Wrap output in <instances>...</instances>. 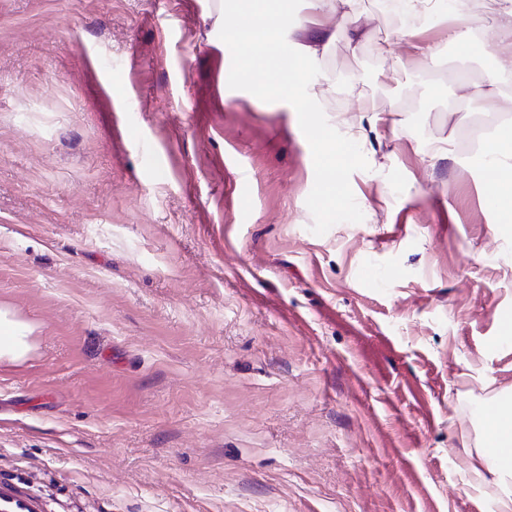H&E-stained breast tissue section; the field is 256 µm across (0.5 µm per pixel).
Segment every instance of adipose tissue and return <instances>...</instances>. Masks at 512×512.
<instances>
[{
  "instance_id": "obj_1",
  "label": "adipose tissue",
  "mask_w": 512,
  "mask_h": 512,
  "mask_svg": "<svg viewBox=\"0 0 512 512\" xmlns=\"http://www.w3.org/2000/svg\"><path fill=\"white\" fill-rule=\"evenodd\" d=\"M495 23L505 33L490 50L491 63L483 79L471 83L457 109L460 119L470 112H508L512 110V0H494ZM417 16L452 12L448 41L464 45L479 29V20L471 14L467 0H458L448 10L446 0H408ZM214 26L225 43L252 45L260 50L268 67L279 65L288 36V11L279 0H244L240 11L218 12ZM485 170L494 181L492 196L504 223L512 222V125L503 124L482 144ZM32 326L14 311L0 307V362L24 363L33 350ZM485 437L496 441V453H481L473 465L477 483L494 492L497 512H512V411L503 409L485 418Z\"/></svg>"
}]
</instances>
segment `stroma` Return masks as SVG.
Segmentation results:
<instances>
[{"label":"stroma","instance_id":"obj_1","mask_svg":"<svg viewBox=\"0 0 512 512\" xmlns=\"http://www.w3.org/2000/svg\"><path fill=\"white\" fill-rule=\"evenodd\" d=\"M217 7L0 0V305L34 328L0 484L36 512H496L471 464L512 397V231L451 111L492 0L451 58L447 19L404 39L337 0L285 109ZM322 132L356 146L332 208Z\"/></svg>","mask_w":512,"mask_h":512}]
</instances>
